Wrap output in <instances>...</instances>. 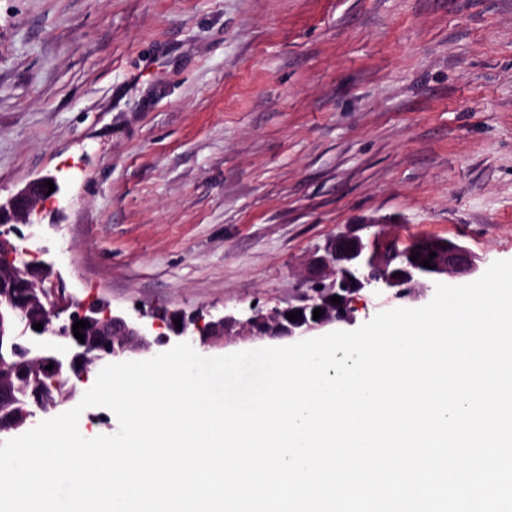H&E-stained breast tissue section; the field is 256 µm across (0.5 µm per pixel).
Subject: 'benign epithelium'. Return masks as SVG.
Returning a JSON list of instances; mask_svg holds the SVG:
<instances>
[{"label": "benign epithelium", "instance_id": "1", "mask_svg": "<svg viewBox=\"0 0 512 512\" xmlns=\"http://www.w3.org/2000/svg\"><path fill=\"white\" fill-rule=\"evenodd\" d=\"M44 179L29 182L23 189L0 202V218L19 216L21 226L37 224L36 204L48 197ZM361 227L350 226L336 235L313 270L308 288L298 303L285 308L264 310L249 306L240 317L225 315L209 321L187 318L181 327L162 332L163 325L153 313L140 307L131 313H115L103 303L80 302L67 288L65 280L54 270L53 262L41 260L35 265H16L19 255L14 239L25 235L14 226L0 227V337L11 341V351L23 367H31L48 379L46 388L61 386L63 375L77 377L89 365L110 358L129 357L152 346H164L174 340L191 345L201 343L224 346L226 327L238 324L245 337L295 339L314 336L325 327L353 321L362 293L384 296L389 300L418 302L432 285L448 274L475 276L479 265L470 250L445 237L427 236L404 246L384 232L360 234ZM435 252L430 267L410 259L418 251ZM338 296L335 305L330 297ZM322 316L313 319L315 309ZM297 311L295 321L287 318ZM78 320L88 322L82 332L93 337L97 354L89 344L71 335ZM42 324L37 331L34 325ZM57 336V344L48 348L43 341L47 333ZM53 365L48 370L46 366Z\"/></svg>", "mask_w": 512, "mask_h": 512}]
</instances>
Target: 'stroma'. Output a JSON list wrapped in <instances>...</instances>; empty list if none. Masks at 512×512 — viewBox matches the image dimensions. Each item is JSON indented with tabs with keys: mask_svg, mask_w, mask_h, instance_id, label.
<instances>
[{
	"mask_svg": "<svg viewBox=\"0 0 512 512\" xmlns=\"http://www.w3.org/2000/svg\"><path fill=\"white\" fill-rule=\"evenodd\" d=\"M69 290L284 308L368 221L512 260V0H0V199ZM44 178H38L29 182L23 189L10 196L6 201L0 202V221L3 216H21L22 223L17 226L32 227L37 224L36 204L53 194L59 192V187L55 185V190L47 194L48 186H45Z\"/></svg>",
	"mask_w": 512,
	"mask_h": 512,
	"instance_id": "obj_1",
	"label": "stroma"
}]
</instances>
